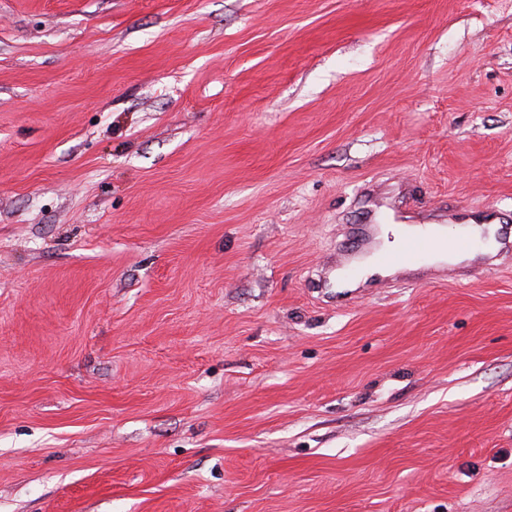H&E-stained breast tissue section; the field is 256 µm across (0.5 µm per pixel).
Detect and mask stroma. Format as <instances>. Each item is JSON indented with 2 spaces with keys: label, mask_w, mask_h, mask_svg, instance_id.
<instances>
[{
  "label": "stroma",
  "mask_w": 512,
  "mask_h": 512,
  "mask_svg": "<svg viewBox=\"0 0 512 512\" xmlns=\"http://www.w3.org/2000/svg\"><path fill=\"white\" fill-rule=\"evenodd\" d=\"M512 0H0V512H512ZM512 216L511 212L490 211L484 213L475 224L498 227L496 240L499 244L498 255L512 251ZM450 247L454 252H467L476 247L470 236L456 234H439L423 229L419 234L406 238L397 250L386 251L379 255L378 263L383 267H409L420 263L426 256ZM439 257L455 253L439 252Z\"/></svg>",
  "instance_id": "1"
}]
</instances>
